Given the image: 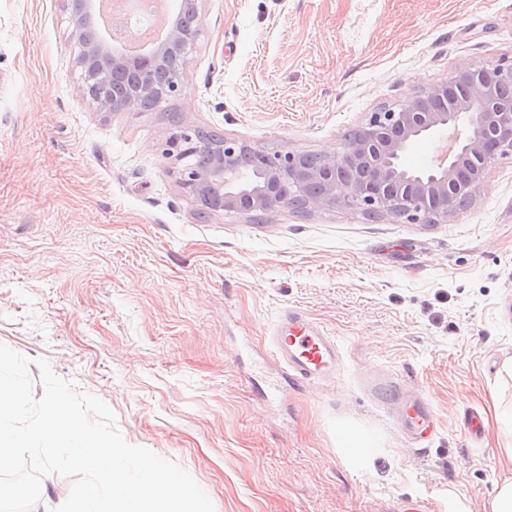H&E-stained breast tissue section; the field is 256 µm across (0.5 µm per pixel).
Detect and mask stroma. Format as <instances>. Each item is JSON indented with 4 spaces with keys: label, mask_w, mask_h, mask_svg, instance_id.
<instances>
[{
    "label": "stroma",
    "mask_w": 512,
    "mask_h": 512,
    "mask_svg": "<svg viewBox=\"0 0 512 512\" xmlns=\"http://www.w3.org/2000/svg\"><path fill=\"white\" fill-rule=\"evenodd\" d=\"M181 88L96 112L65 0H0V344L103 400L215 512H492L512 449V153L434 222L343 208L200 221L167 151L185 128L335 151L370 113L512 58V0H200ZM338 337L335 380L289 385L282 310ZM439 421L413 457L361 374ZM480 425L471 429L469 413Z\"/></svg>",
    "instance_id": "stroma-1"
}]
</instances>
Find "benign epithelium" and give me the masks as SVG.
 Segmentation results:
<instances>
[{
  "mask_svg": "<svg viewBox=\"0 0 512 512\" xmlns=\"http://www.w3.org/2000/svg\"><path fill=\"white\" fill-rule=\"evenodd\" d=\"M69 2L81 46L78 62L85 72L101 67L104 58L113 72L122 71L123 57L112 54L104 43L84 38L86 0ZM189 6V17L173 21L166 42L147 51L144 65L155 72L139 78L137 96L126 99L127 106L154 93L156 76L178 63L196 39V0H189ZM489 75L512 87V62L502 59L480 68L459 67L448 80L430 86L424 94L408 98L394 109L372 113L354 141L321 154L314 168L304 165L301 152L271 155L246 142L226 139L221 145L205 147V166L183 167L178 186L211 212H266L285 207L287 189L305 190L301 198L304 208L363 210L382 221L400 217L416 221L432 202L441 217L474 208L480 202L478 188L485 171L512 150V107L476 108L490 97ZM454 83L465 84L467 94L454 102L452 111L442 112L438 105ZM450 129L456 131L453 146L432 169L416 173L404 167L403 157L414 142Z\"/></svg>",
  "mask_w": 512,
  "mask_h": 512,
  "instance_id": "1",
  "label": "benign epithelium"
}]
</instances>
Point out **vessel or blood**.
Masks as SVG:
<instances>
[{
	"label": "vessel or blood",
	"instance_id": "1",
	"mask_svg": "<svg viewBox=\"0 0 512 512\" xmlns=\"http://www.w3.org/2000/svg\"><path fill=\"white\" fill-rule=\"evenodd\" d=\"M271 353L295 385L304 386L335 377L343 354L336 337L308 319L300 310H286L270 338ZM360 387L380 405L397 406L399 428L412 455L426 457L438 418L423 397L411 394L394 376L365 374Z\"/></svg>",
	"mask_w": 512,
	"mask_h": 512
}]
</instances>
